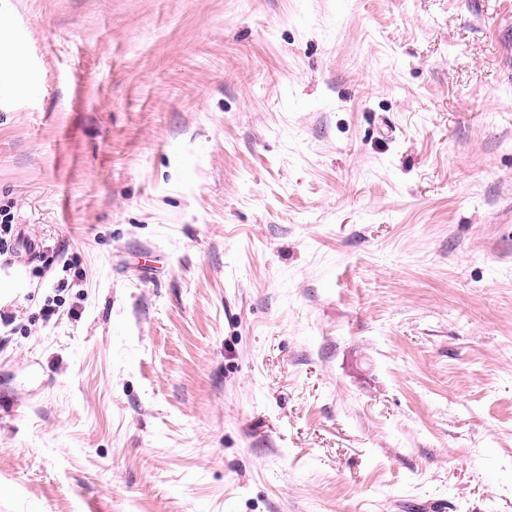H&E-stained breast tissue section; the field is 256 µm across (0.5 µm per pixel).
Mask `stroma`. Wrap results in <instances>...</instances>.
I'll use <instances>...</instances> for the list:
<instances>
[{
  "instance_id": "stroma-1",
  "label": "stroma",
  "mask_w": 512,
  "mask_h": 512,
  "mask_svg": "<svg viewBox=\"0 0 512 512\" xmlns=\"http://www.w3.org/2000/svg\"><path fill=\"white\" fill-rule=\"evenodd\" d=\"M6 205L0 512H512V0H0Z\"/></svg>"
}]
</instances>
